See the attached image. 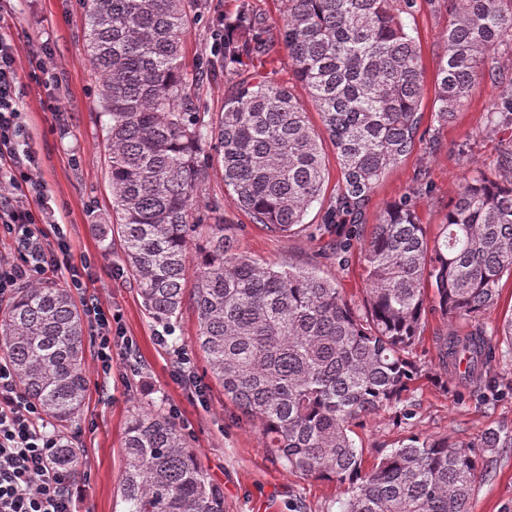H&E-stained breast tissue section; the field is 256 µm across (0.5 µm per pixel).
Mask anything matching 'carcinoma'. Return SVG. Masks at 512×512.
Returning a JSON list of instances; mask_svg holds the SVG:
<instances>
[{"mask_svg": "<svg viewBox=\"0 0 512 512\" xmlns=\"http://www.w3.org/2000/svg\"><path fill=\"white\" fill-rule=\"evenodd\" d=\"M105 133L116 236L143 307L167 328L190 301L193 347L265 447L284 466L348 485L340 512H469L488 465L478 448H512V429L478 443L413 435L366 470L353 421L391 408L412 416L404 393L419 376L410 359L428 316L439 361L465 381L487 383L496 358H512V316L487 330L503 276H512V151L499 174H464L438 233L428 235L413 202L387 205L360 242L367 284L362 307L312 268L275 266L234 248L221 206L213 223L194 198L216 156L234 204L268 232L310 228L328 172L321 137L291 90L243 59L283 48L336 149L341 184L324 224L357 217L380 180L411 153L423 119L421 48L393 0H284L282 23L240 0L224 14V39L188 75L183 43L203 0H79ZM512 37V0H456L434 80V118L451 122L492 59ZM222 71L217 118L188 93ZM496 113L512 116V83ZM357 235L331 259L348 261ZM196 264L191 293L186 274ZM470 329L455 331L461 321ZM85 325L70 290L52 279L19 285L0 308V357L61 436L59 466H86L67 435L87 390ZM123 512H224L209 477L174 420L157 405L135 407L122 443Z\"/></svg>", "mask_w": 512, "mask_h": 512, "instance_id": "1", "label": "carcinoma"}]
</instances>
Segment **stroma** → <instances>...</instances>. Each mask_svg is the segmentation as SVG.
<instances>
[{
    "instance_id": "35a3bbf8",
    "label": "stroma",
    "mask_w": 512,
    "mask_h": 512,
    "mask_svg": "<svg viewBox=\"0 0 512 512\" xmlns=\"http://www.w3.org/2000/svg\"><path fill=\"white\" fill-rule=\"evenodd\" d=\"M452 2L400 0L398 4L420 44L429 87L443 53ZM237 4L238 0H208L184 41L183 62L188 72H195L202 57L211 52L214 16L233 11ZM83 31L79 0H10L0 10V33L12 39L21 70L22 121L32 134L30 143L40 160L55 219L67 230L74 259L84 258L90 264L88 297L118 316L123 332L136 346L138 372L130 371L123 352L116 348L112 374L106 378L97 372L94 342L85 345L88 386L72 429L86 459L77 480L79 512H120L117 487L124 467L126 421L134 406L151 402L179 410L178 426L211 479L224 490V512H337L347 496L346 486L304 476L272 458L253 423L225 398L204 358L193 353L198 323L192 306H184L172 330L153 322L121 260L119 243H108L97 232V225L107 223L112 215V193L95 104L97 80ZM45 44L51 49L49 67L54 75L48 85L32 75L29 67L32 53ZM511 78L512 40H508L499 45L491 71L453 122L434 121V98L426 96L421 139L379 182L364 210L361 231H368L386 205L409 197L429 234L437 233L462 170L493 172L501 152L512 145L511 124H500L492 133L486 130L498 97L496 83ZM322 148L328 169L324 200L313 204L304 218L305 223L316 225V232L280 236L252 223L234 205L223 172L213 161L207 165L208 177L195 208L206 215L213 203H220L240 251L278 266L319 267L357 301L365 287L363 263L355 254L346 265L333 264L329 246L343 238L345 227L321 225L324 205L334 200L341 182L332 142L323 140ZM442 328L437 319H429L413 348L411 358L421 377L406 394L411 419L397 420L387 409L357 421L354 439L365 465L376 463L382 453L414 434L467 442L489 427L512 428V361L496 364L494 389L478 391L460 384L438 364L435 334ZM162 334L167 337L163 344L157 341ZM180 350L189 352L206 389L204 398L192 395L176 379ZM487 458L492 472L477 484L470 512H512V448L493 449Z\"/></svg>"
}]
</instances>
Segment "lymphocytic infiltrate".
<instances>
[{"mask_svg": "<svg viewBox=\"0 0 512 512\" xmlns=\"http://www.w3.org/2000/svg\"><path fill=\"white\" fill-rule=\"evenodd\" d=\"M21 90L15 46L0 33V237L14 251L0 254V302L19 282H36L67 272L68 286L83 292L86 283L72 264L71 244L52 222L40 164L19 120ZM96 340L100 373L112 372V349L122 347L136 366L133 340L117 329L118 318L95 300L84 303ZM59 442L42 409L20 391L13 366L0 358V512H77L74 478L55 458Z\"/></svg>", "mask_w": 512, "mask_h": 512, "instance_id": "1", "label": "lymphocytic infiltrate"}]
</instances>
